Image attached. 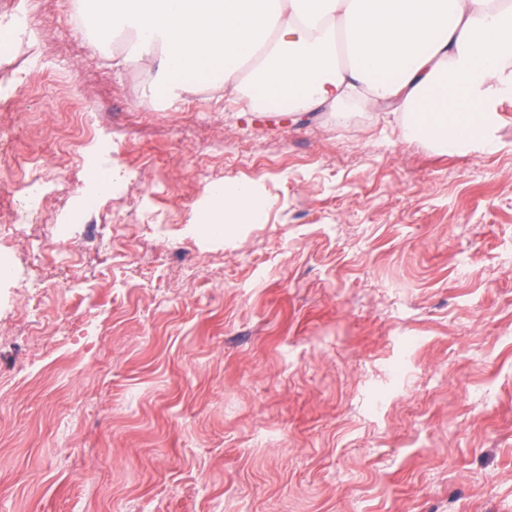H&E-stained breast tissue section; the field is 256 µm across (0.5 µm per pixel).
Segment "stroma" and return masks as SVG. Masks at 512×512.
<instances>
[{"mask_svg":"<svg viewBox=\"0 0 512 512\" xmlns=\"http://www.w3.org/2000/svg\"><path fill=\"white\" fill-rule=\"evenodd\" d=\"M74 2L0 58V124L60 173L41 254L0 229V512H512V96L454 154L357 98L159 104ZM64 99L125 174L91 212ZM227 180L258 216L218 236ZM213 205L205 224L218 231L221 224H251L254 217L253 203L255 183L247 181H225L211 187Z\"/></svg>","mask_w":512,"mask_h":512,"instance_id":"1","label":"stroma"}]
</instances>
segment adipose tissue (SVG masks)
Instances as JSON below:
<instances>
[{"label": "adipose tissue", "instance_id": "adipose-tissue-1", "mask_svg": "<svg viewBox=\"0 0 512 512\" xmlns=\"http://www.w3.org/2000/svg\"><path fill=\"white\" fill-rule=\"evenodd\" d=\"M95 39L127 34L130 63L174 101L207 73L292 112L362 94L401 112L400 133L456 150L489 144L493 101L512 93V0H82ZM211 230L251 223L255 185L210 189Z\"/></svg>", "mask_w": 512, "mask_h": 512}]
</instances>
